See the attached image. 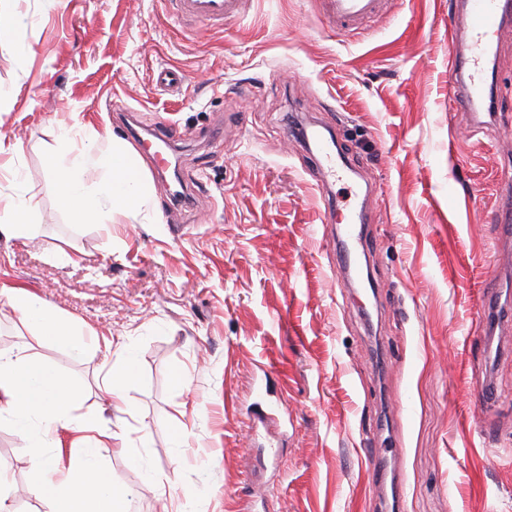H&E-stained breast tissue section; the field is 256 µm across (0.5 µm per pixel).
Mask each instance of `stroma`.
I'll list each match as a JSON object with an SVG mask.
<instances>
[{"instance_id": "obj_1", "label": "stroma", "mask_w": 512, "mask_h": 512, "mask_svg": "<svg viewBox=\"0 0 512 512\" xmlns=\"http://www.w3.org/2000/svg\"><path fill=\"white\" fill-rule=\"evenodd\" d=\"M0 41V191L31 199L36 230L0 237V352L30 342L6 295L22 287L86 332L133 345L124 411L97 380L111 362L46 342L33 351L84 391L79 416L130 430L96 461L127 512H512V343L486 337L484 298L512 315V240L495 209L512 137V42L497 52L496 119L448 109V0H400L341 38L314 0H249L223 27H183L164 0H17ZM184 76L175 92L160 70ZM334 130L358 173L319 188L316 150L289 130ZM176 130L182 182L154 175L146 211L78 224L48 154ZM20 173L19 183L8 180ZM363 213L372 287L343 293L342 225ZM183 373L185 386L172 382ZM497 400L481 409L477 384ZM281 412L251 427L255 385ZM184 443L172 435L174 426ZM0 423L11 512H46L38 483L71 434ZM395 449L397 485L367 464Z\"/></svg>"}]
</instances>
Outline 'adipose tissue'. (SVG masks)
I'll use <instances>...</instances> for the list:
<instances>
[{
  "label": "adipose tissue",
  "mask_w": 512,
  "mask_h": 512,
  "mask_svg": "<svg viewBox=\"0 0 512 512\" xmlns=\"http://www.w3.org/2000/svg\"><path fill=\"white\" fill-rule=\"evenodd\" d=\"M47 167L61 205L79 222L107 223L113 213L142 209L151 195L135 149L120 140L104 148L89 146L74 160L67 159L64 152H55ZM93 171L102 172L103 177L91 184L87 175ZM35 213L29 200L0 196V235L27 237L34 230ZM9 294L33 341H49L72 350L84 347L77 330L41 298L22 288L10 289ZM135 376L136 361L128 352L105 372L102 388L116 409L126 406ZM81 396L80 389L68 385L60 373L37 361L28 350L0 354L1 420L43 430L72 428L78 450L87 453L94 450L101 429L93 422L74 421L73 412ZM39 493L49 512H124L126 500L125 490L105 468L75 462L54 467Z\"/></svg>",
  "instance_id": "1"
}]
</instances>
